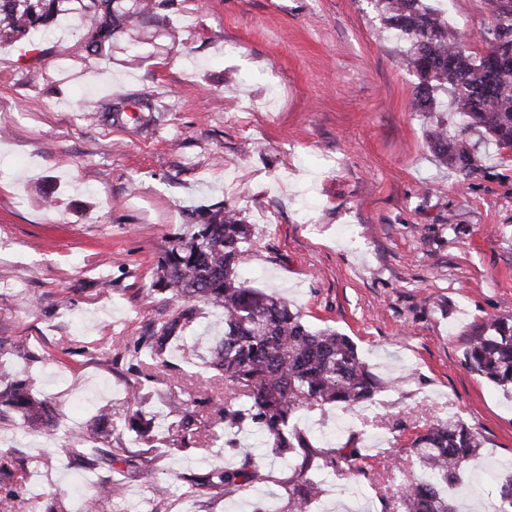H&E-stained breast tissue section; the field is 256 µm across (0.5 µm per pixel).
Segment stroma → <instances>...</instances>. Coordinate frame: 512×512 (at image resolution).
I'll return each instance as SVG.
<instances>
[{
  "label": "stroma",
  "instance_id": "obj_1",
  "mask_svg": "<svg viewBox=\"0 0 512 512\" xmlns=\"http://www.w3.org/2000/svg\"><path fill=\"white\" fill-rule=\"evenodd\" d=\"M472 55L489 49V0H442ZM139 44L141 66L84 59L75 22L33 33L31 51L0 46V339L22 343L18 367L59 414L47 432L0 417L41 481L69 496L81 468L57 457L67 429L90 434L97 408L114 426L102 446L142 454L166 486L136 472L106 512H283L294 460L252 454L266 483L197 494L187 474L237 466L221 455L140 449L119 425L128 390L159 411L175 383L127 373L126 347L177 302L155 285L156 261L187 207L224 202L252 235L237 274L286 297L312 329H336L383 379L374 404L297 412L314 447H360L365 475L325 482L311 512H383L407 483L394 460L426 424L451 417L483 438L477 465L448 489L459 512H512V398L471 372V337L512 318V153L482 149L462 182L430 151L417 78L382 30L372 0H175ZM145 93L167 111L135 130L92 121L86 107Z\"/></svg>",
  "mask_w": 512,
  "mask_h": 512
}]
</instances>
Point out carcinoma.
Masks as SVG:
<instances>
[{"label":"carcinoma","instance_id":"carcinoma-1","mask_svg":"<svg viewBox=\"0 0 512 512\" xmlns=\"http://www.w3.org/2000/svg\"><path fill=\"white\" fill-rule=\"evenodd\" d=\"M384 28L406 44L402 61L418 79L413 108L418 112L446 111L465 119L462 126L437 120L428 131L429 147L438 160L459 177L469 179L480 171L472 130L495 145L512 151V0H490L492 6L489 53L479 57L465 52L462 34L449 27L430 0H375ZM174 0H0V43L25 45L33 32L48 29L62 19L78 18L75 48L85 58L112 54V40L131 22H147ZM109 124H132L137 129L157 125L162 109L147 95L110 98L95 108ZM251 226L237 212L222 204L189 209L186 232L164 247L156 266L157 286L171 290L187 306L159 320L150 331L126 348L129 367L146 378L180 367L167 360L177 345L180 360L198 357L186 336L197 302L224 312V335L202 357L210 376L224 385V395L168 399L163 422L143 409L137 388H131L123 418L124 429L143 448L184 452L200 442L235 448L224 441V432L247 424L262 435L265 445L280 457L301 462L282 481L287 494L284 512H309L322 492L309 474L314 456L332 473L362 472L361 450L316 449L301 431L290 427V418L301 409H321L329 404L355 407L371 402L388 387L359 357L350 337L333 329H311L288 300L253 288L238 279L236 267ZM469 368L512 391V319H498L473 336L465 352ZM0 406L19 416L31 429H54L55 408L33 392L32 380L23 375L0 374ZM72 444L61 456L96 475L92 496L84 512H99L102 504L124 495L123 483L112 479L118 466H134L151 483L157 496L166 495L154 467L135 456L105 451L84 436L70 435ZM483 440L460 419L427 425L415 434L407 452L416 468L400 496L402 512H456L448 503L446 487L455 482L480 456ZM29 472L16 453H0V512H39L27 497ZM206 492L219 489L229 496L241 488L265 481L246 453L233 469L214 468L192 478Z\"/></svg>","mask_w":512,"mask_h":512}]
</instances>
